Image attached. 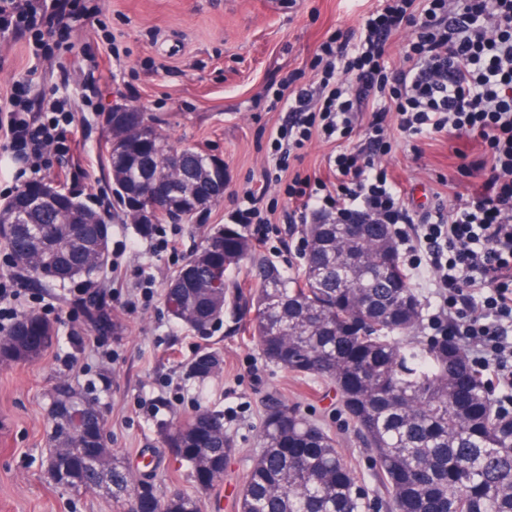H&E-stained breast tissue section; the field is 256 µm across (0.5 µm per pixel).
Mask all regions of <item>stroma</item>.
Returning <instances> with one entry per match:
<instances>
[{
  "label": "stroma",
  "mask_w": 512,
  "mask_h": 512,
  "mask_svg": "<svg viewBox=\"0 0 512 512\" xmlns=\"http://www.w3.org/2000/svg\"><path fill=\"white\" fill-rule=\"evenodd\" d=\"M104 23L81 22L71 46L33 62L27 42L0 35V93L28 78L34 96L67 89L75 114L67 154L51 153L47 167L27 172L22 164H0V201L33 180L78 193L98 212L113 203L106 157L108 135L100 116L113 105L148 113L170 144H191L219 157L230 183L219 203L190 223L160 224L149 239L127 224L113 223L112 255L127 286L113 289L111 271L100 279L109 288L119 335L98 336L74 315L75 294L17 286L10 258L0 247V288H12L17 313H39L54 322L58 339L38 360L0 363V512H121L102 491L75 493L46 473L51 394L59 382L96 398L113 454L137 474L149 475L160 496L194 492L188 469H174L160 430L209 408L224 415L235 453L224 480L203 493L204 512H237L236 503L253 455L265 404L276 397L299 407L340 442L358 473L370 457L339 410L335 388L302 379L267 363L250 336L248 318L212 326L199 334L169 314L167 275L195 252L248 191L263 190L269 203L285 206L284 187L264 179L274 164L270 138L285 116L271 108L272 87L291 73L315 79L311 59L328 37L357 29L366 0H95ZM475 139L444 136L403 138L385 157L392 176L431 210L451 204L441 184L453 181L467 193L483 177ZM177 243L176 251L165 248ZM304 243L299 229L271 224L257 256L284 272L301 273ZM152 279L154 296L129 306L131 288ZM224 356V370L199 380L188 365L199 350Z\"/></svg>",
  "instance_id": "obj_1"
}]
</instances>
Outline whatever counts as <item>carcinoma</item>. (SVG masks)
Returning a JSON list of instances; mask_svg holds the SVG:
<instances>
[{"label": "carcinoma", "mask_w": 512, "mask_h": 512, "mask_svg": "<svg viewBox=\"0 0 512 512\" xmlns=\"http://www.w3.org/2000/svg\"><path fill=\"white\" fill-rule=\"evenodd\" d=\"M109 138L108 170L117 207L128 209L117 185L138 186L149 174L172 183L181 220L200 213L194 200L209 193L215 157L191 146L175 148L152 141L145 165L122 155L116 139L130 128H155L147 113L101 115ZM69 202V223L60 224L55 207L24 213L3 212L0 243L15 273L28 288H75L84 322L110 332L112 318L96 275L111 262V225L78 199ZM169 219L155 213L152 224L135 225L142 237ZM222 241L216 232L167 277L165 301L180 324L198 330L230 311L252 315V338L271 363L303 378L336 384L354 431L370 450V476L381 488L389 512H512V418L495 413L489 389L469 364L461 346L446 336H419L423 307L405 274L386 224H304L311 239L303 275H287L254 255L250 238L235 225ZM249 259L258 276L247 298L228 279ZM54 323L36 312L22 315L1 336L5 362L38 359L55 341ZM220 356L199 351L189 375H217ZM86 395L58 387L50 408L49 469L55 484L97 489L108 485L112 502L133 498L163 503L166 512H202L195 493L160 499L148 479L135 478L112 459L97 471L77 454L60 455L66 428L56 407L76 408ZM178 467L215 470L235 452L224 429V414L208 408L161 434ZM261 448L252 459L240 495L239 512H366L355 494L359 477L338 450L336 438L296 408L277 400L266 408Z\"/></svg>", "instance_id": "1"}]
</instances>
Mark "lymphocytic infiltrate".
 I'll return each instance as SVG.
<instances>
[{"label":"lymphocytic infiltrate","instance_id":"1","mask_svg":"<svg viewBox=\"0 0 512 512\" xmlns=\"http://www.w3.org/2000/svg\"><path fill=\"white\" fill-rule=\"evenodd\" d=\"M95 16L88 0H0V34L33 32L38 59ZM404 27L407 64L393 67L386 47ZM312 67L318 86L289 79L274 95L290 122L273 140L265 178L286 185L285 222L394 225L411 276L433 274L437 327L487 385L512 390V0H374L357 32L319 44ZM31 92L18 81L0 98V154L37 168L49 148L66 150L74 115L66 95L38 101ZM356 132L362 144L344 147ZM435 134L480 139L484 178L451 210L418 214L380 160L399 139ZM316 137L341 144L335 189L291 166Z\"/></svg>","mask_w":512,"mask_h":512}]
</instances>
